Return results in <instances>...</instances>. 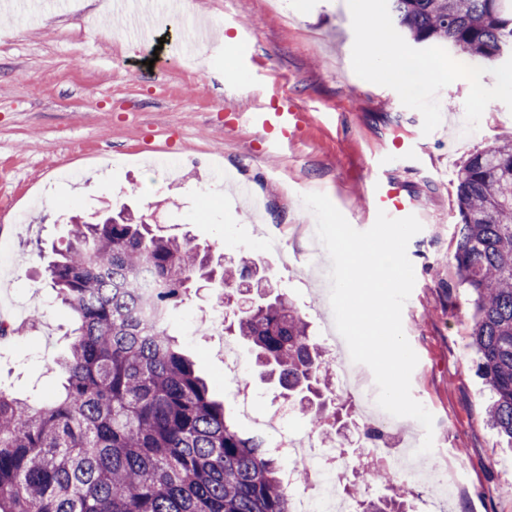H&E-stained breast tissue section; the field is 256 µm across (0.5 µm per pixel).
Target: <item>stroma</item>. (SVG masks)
I'll use <instances>...</instances> for the list:
<instances>
[{
	"label": "stroma",
	"mask_w": 512,
	"mask_h": 512,
	"mask_svg": "<svg viewBox=\"0 0 512 512\" xmlns=\"http://www.w3.org/2000/svg\"><path fill=\"white\" fill-rule=\"evenodd\" d=\"M32 0L33 20L0 11V238L12 257L0 266V315L12 327L0 340V389L51 396L60 385L55 357L73 340L72 317L55 298L45 268L52 245L65 241L70 212L92 216L103 203L129 204L167 232H191L225 257L256 254L268 225L283 228L282 249L264 257L268 275L307 317L315 339L334 319L316 267L328 254L311 250L313 213L304 194L328 196L347 221L368 230L366 184L374 154L411 138L422 164L396 168L422 230L407 246L415 285L402 325L418 356L411 393L434 416L440 467L459 471L446 512H512V450L485 421L488 390L471 348V298L457 285L453 235L455 174L475 152L512 134V93L500 68L471 85L453 53L403 41L416 58L422 97L373 79L363 58L396 34L380 0H184L192 14L231 37L230 47L201 42L183 60L167 59L152 82L135 79L125 61L139 44L113 0ZM277 90L301 106L307 123L281 154L263 155L246 121L257 98ZM469 96L476 110L449 98ZM447 113L448 132L430 130L424 113ZM181 158L177 171L159 163ZM223 161L234 180L217 177ZM215 289L194 290L175 310L174 333L234 425L254 433L238 399L248 389L258 409L288 399L238 342L241 370L224 375V334L217 329Z\"/></svg>",
	"instance_id": "35a3bbf8"
}]
</instances>
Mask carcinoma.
<instances>
[{
  "instance_id": "carcinoma-1",
  "label": "carcinoma",
  "mask_w": 512,
  "mask_h": 512,
  "mask_svg": "<svg viewBox=\"0 0 512 512\" xmlns=\"http://www.w3.org/2000/svg\"><path fill=\"white\" fill-rule=\"evenodd\" d=\"M416 43H438L471 67L512 58V0H384ZM458 280L472 297L471 346L489 391L486 421L512 443V135L470 156L456 175ZM152 271V287L140 269ZM51 287L75 319L54 396L0 389V508L4 512H291L278 458L228 420L180 350L173 312L199 281H220L233 312L228 332L330 436L326 412L334 362L283 291L264 290L253 257L224 262L194 238L160 233L121 210L70 220L67 245L48 265ZM260 296L234 313L242 295ZM373 498L345 486L358 512H407L411 490Z\"/></svg>"
}]
</instances>
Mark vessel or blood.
Wrapping results in <instances>:
<instances>
[{
    "label": "vessel or blood",
    "instance_id": "obj_1",
    "mask_svg": "<svg viewBox=\"0 0 512 512\" xmlns=\"http://www.w3.org/2000/svg\"><path fill=\"white\" fill-rule=\"evenodd\" d=\"M306 115L288 97H275L267 103H259L247 115V121L253 129L267 135V152H279L301 128ZM419 158L414 142L397 141L392 150L376 156L371 165L378 173L368 186L371 212L382 211L389 217L399 219L411 215L410 195L404 185L390 177L388 168L391 163H411Z\"/></svg>",
    "mask_w": 512,
    "mask_h": 512
}]
</instances>
